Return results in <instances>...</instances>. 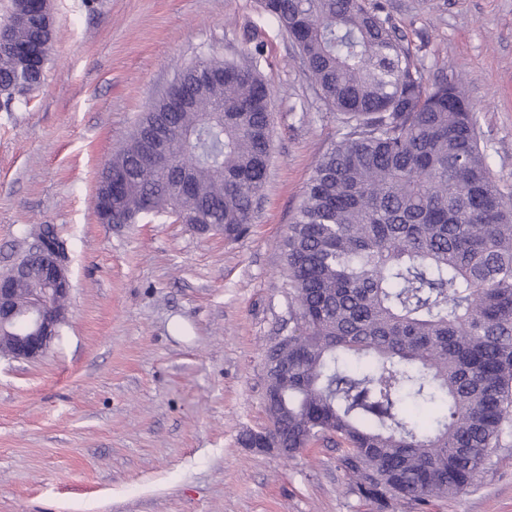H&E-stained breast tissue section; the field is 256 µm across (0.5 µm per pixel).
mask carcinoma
I'll list each match as a JSON object with an SVG mask.
<instances>
[{
	"mask_svg": "<svg viewBox=\"0 0 512 512\" xmlns=\"http://www.w3.org/2000/svg\"><path fill=\"white\" fill-rule=\"evenodd\" d=\"M341 116L283 240L295 325L267 348L280 375L270 425L288 457L329 436L351 490L426 505L470 485L512 426V199L481 148L461 86L425 77L379 0H260ZM46 0H11L0 109L39 87L22 51L51 48ZM25 13L36 21L13 23ZM104 164L124 179L112 223L201 216L252 223L272 150L268 83L217 56L177 73ZM158 128L170 160L146 159Z\"/></svg>",
	"mask_w": 512,
	"mask_h": 512,
	"instance_id": "carcinoma-1",
	"label": "carcinoma"
}]
</instances>
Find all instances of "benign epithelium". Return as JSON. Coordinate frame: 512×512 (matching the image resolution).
Masks as SVG:
<instances>
[{"label": "benign epithelium", "mask_w": 512, "mask_h": 512, "mask_svg": "<svg viewBox=\"0 0 512 512\" xmlns=\"http://www.w3.org/2000/svg\"><path fill=\"white\" fill-rule=\"evenodd\" d=\"M122 185L109 180L98 199L100 220L107 222L110 202L120 198ZM37 270L43 288H35L23 301L19 300L14 279L29 267ZM72 284L69 278L63 247L47 246L37 242L27 253L26 262L13 272L0 275V339L7 342V356L34 361L42 357L59 336L60 327L67 320V305ZM249 446L259 451L275 450L288 453L282 445V434L268 428L248 432Z\"/></svg>", "instance_id": "7a95c632"}]
</instances>
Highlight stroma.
<instances>
[{"instance_id":"35a3bbf8","label":"stroma","mask_w":512,"mask_h":512,"mask_svg":"<svg viewBox=\"0 0 512 512\" xmlns=\"http://www.w3.org/2000/svg\"><path fill=\"white\" fill-rule=\"evenodd\" d=\"M426 77L461 80L512 196V0H382ZM41 86L0 109V273L50 226L68 318L35 361L0 355V512H419L360 497L335 443L296 457L243 446L267 427L264 351L291 327L279 242L339 123L256 0H50ZM264 44L249 55L247 34ZM249 60L273 147L248 231L164 216L100 223L104 163L186 64ZM426 512H512V429Z\"/></svg>"}]
</instances>
